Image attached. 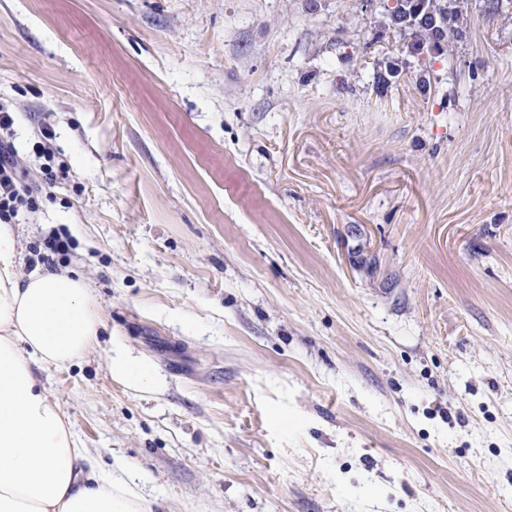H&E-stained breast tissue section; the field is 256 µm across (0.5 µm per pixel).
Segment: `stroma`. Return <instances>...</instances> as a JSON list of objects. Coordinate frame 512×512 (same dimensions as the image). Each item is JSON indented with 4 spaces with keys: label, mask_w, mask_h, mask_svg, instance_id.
I'll return each instance as SVG.
<instances>
[{
    "label": "stroma",
    "mask_w": 512,
    "mask_h": 512,
    "mask_svg": "<svg viewBox=\"0 0 512 512\" xmlns=\"http://www.w3.org/2000/svg\"><path fill=\"white\" fill-rule=\"evenodd\" d=\"M390 3L0 0L15 146L69 168L22 268L66 234L106 321L41 377L165 512H512V0L424 64ZM111 371L119 378L140 386L150 384L152 376L148 368L130 358L116 357L111 360Z\"/></svg>",
    "instance_id": "35a3bbf8"
}]
</instances>
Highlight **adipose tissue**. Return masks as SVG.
<instances>
[{
  "label": "adipose tissue",
  "instance_id": "adipose-tissue-1",
  "mask_svg": "<svg viewBox=\"0 0 512 512\" xmlns=\"http://www.w3.org/2000/svg\"><path fill=\"white\" fill-rule=\"evenodd\" d=\"M19 225L0 223V512H154L127 465L101 467L82 448L42 369L83 359L103 326L86 279L21 273Z\"/></svg>",
  "mask_w": 512,
  "mask_h": 512
}]
</instances>
